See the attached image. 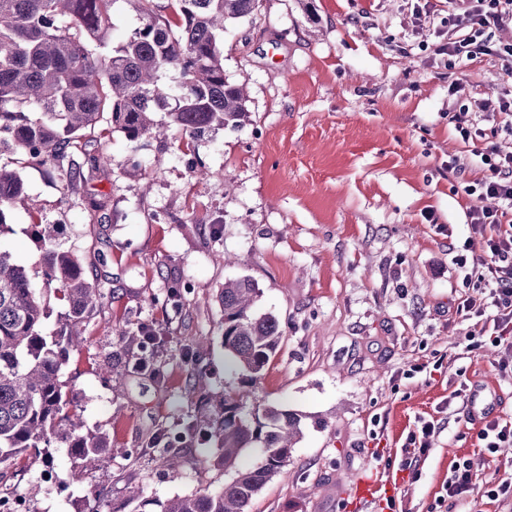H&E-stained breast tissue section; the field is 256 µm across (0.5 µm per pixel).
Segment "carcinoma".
<instances>
[{"mask_svg": "<svg viewBox=\"0 0 512 512\" xmlns=\"http://www.w3.org/2000/svg\"><path fill=\"white\" fill-rule=\"evenodd\" d=\"M112 2L0 0V157L19 154L47 168L67 193L106 163L91 149L88 131L119 132L134 146L179 135L190 149L250 118L246 86L224 72V34L253 18L260 0H138L141 24L100 52ZM25 196L20 173L0 166V235L10 230V208ZM39 236L46 285L69 309L59 327L45 332L49 312L27 268L0 249V463L30 449L51 461V439L63 431L83 467L106 470L113 450L104 437L81 434L82 418L68 408L61 380L104 292L77 255L53 244L54 225H43ZM258 295L248 277L224 282L220 292L224 349L246 372L235 392L208 396L211 436L230 479L216 493L168 499L160 512H247L302 436V415L293 410L268 406L260 420L243 413L280 339L277 319L254 312ZM250 448L261 450V461L244 467L240 457Z\"/></svg>", "mask_w": 512, "mask_h": 512, "instance_id": "1", "label": "carcinoma"}]
</instances>
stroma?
<instances>
[{"mask_svg": "<svg viewBox=\"0 0 512 512\" xmlns=\"http://www.w3.org/2000/svg\"><path fill=\"white\" fill-rule=\"evenodd\" d=\"M262 0L255 19L224 37V70L246 83L249 122L186 149L113 133L109 163L89 185L104 212L63 193L40 166L19 169L28 200L0 236L29 271L55 329L67 304L46 289L39 224L78 255L104 288L84 325V343L62 369L84 432L114 448L112 466L92 471L53 442V469L33 453L0 464V494L25 497L29 512H144L158 503L224 486L198 389L233 391L242 372L224 350L225 280L247 277L255 310L277 318L282 339L244 411L273 405L303 415L288 465L248 512H356L361 478L399 487L392 512H512V500L449 499L448 465L470 460L479 480L512 479V449L488 454L482 421L454 398L459 387L512 419V377L497 348L467 351L456 306L458 273L449 241L467 235L465 201L452 190L448 158L466 176L480 162L450 118L459 107L494 127L486 96L500 95L498 68H448L446 0ZM140 163L143 180L127 174ZM179 286V309L167 304ZM147 328L150 348L126 342ZM438 432L418 478L402 470V445L416 418ZM194 423L186 433L182 424ZM161 428L170 448L148 449ZM183 460L168 470V452ZM36 496H29L32 486ZM143 489L129 500L127 489Z\"/></svg>", "mask_w": 512, "mask_h": 512, "instance_id": "obj_1", "label": "stroma"}]
</instances>
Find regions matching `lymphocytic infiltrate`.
I'll return each mask as SVG.
<instances>
[{
	"label": "lymphocytic infiltrate",
	"mask_w": 512,
	"mask_h": 512,
	"mask_svg": "<svg viewBox=\"0 0 512 512\" xmlns=\"http://www.w3.org/2000/svg\"><path fill=\"white\" fill-rule=\"evenodd\" d=\"M446 43L437 48L449 66L494 59L512 77V43L493 42L488 31L512 24V0H448ZM451 120L459 138L475 145L478 176L460 181L466 201L468 236L454 245L452 261L459 269L463 294L457 312L468 321L469 350L484 342L512 352V150L507 151L473 128L467 109Z\"/></svg>",
	"instance_id": "f902f5d3"
}]
</instances>
